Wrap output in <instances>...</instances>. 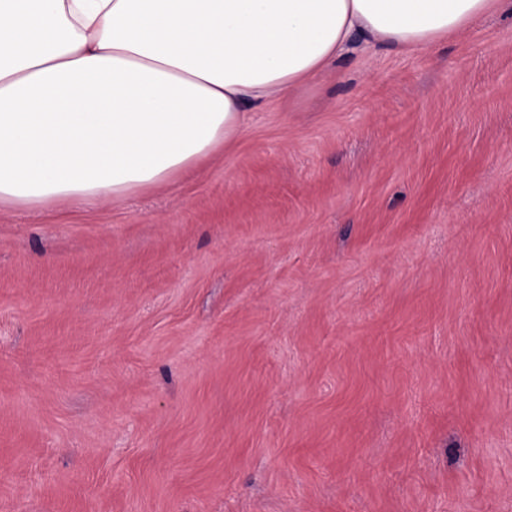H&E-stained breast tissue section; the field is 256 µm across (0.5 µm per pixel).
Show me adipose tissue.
<instances>
[{"label":"adipose tissue","instance_id":"obj_1","mask_svg":"<svg viewBox=\"0 0 512 512\" xmlns=\"http://www.w3.org/2000/svg\"><path fill=\"white\" fill-rule=\"evenodd\" d=\"M512 0H0V204L92 206L193 169L349 49Z\"/></svg>","mask_w":512,"mask_h":512}]
</instances>
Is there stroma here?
I'll list each match as a JSON object with an SVG mask.
<instances>
[{"label": "stroma", "mask_w": 512, "mask_h": 512, "mask_svg": "<svg viewBox=\"0 0 512 512\" xmlns=\"http://www.w3.org/2000/svg\"><path fill=\"white\" fill-rule=\"evenodd\" d=\"M0 512H512V13L1 205Z\"/></svg>", "instance_id": "1"}]
</instances>
